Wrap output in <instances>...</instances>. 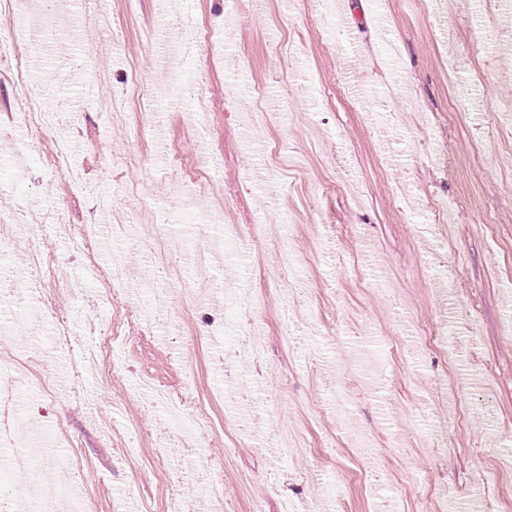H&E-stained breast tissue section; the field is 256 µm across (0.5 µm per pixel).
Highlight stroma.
I'll return each instance as SVG.
<instances>
[{"label": "stroma", "mask_w": 512, "mask_h": 512, "mask_svg": "<svg viewBox=\"0 0 512 512\" xmlns=\"http://www.w3.org/2000/svg\"><path fill=\"white\" fill-rule=\"evenodd\" d=\"M96 13L91 0H61L52 25L33 35L30 74L52 59L72 67L45 87L43 106L74 103L69 130L83 188L68 189L50 165L52 145L29 152L27 175L0 193V215L61 210L70 244L49 238L44 254L84 279V300L57 284L53 305L82 344L109 337L99 374L69 366L51 331L8 336L14 355L35 359L22 394L28 414L52 426L59 452L43 465L64 471L85 512H512V34L502 0H111L107 27L69 28ZM223 30L203 54L208 120L183 122V106L155 98L148 112L107 114L132 96L126 76L167 81L175 42L147 43L163 23ZM17 84L0 73V180L16 179L9 141L27 139ZM194 155L208 175L207 210L235 225L248 250L228 246L208 272L225 294L244 287L249 319L264 332L253 356L226 332L237 319L223 297L192 300L193 268L162 276L164 240L191 243L184 224L159 228L155 210L175 204L184 177L155 139ZM281 185L267 206L268 181ZM411 198L404 215L391 201ZM452 220L432 215L444 203ZM102 228L83 247V226ZM126 234L113 241L112 227ZM296 256L301 301L314 328L295 350L282 344L291 302L277 273L278 244ZM132 259L106 299L111 257ZM430 327L442 343L422 345ZM120 359L121 375L112 361ZM350 405L332 406L337 387ZM205 418L208 438L167 430L158 396ZM437 429L442 451L420 435ZM301 442L278 458L262 445L273 428ZM372 437L382 460L368 473L353 447Z\"/></svg>", "instance_id": "1"}]
</instances>
